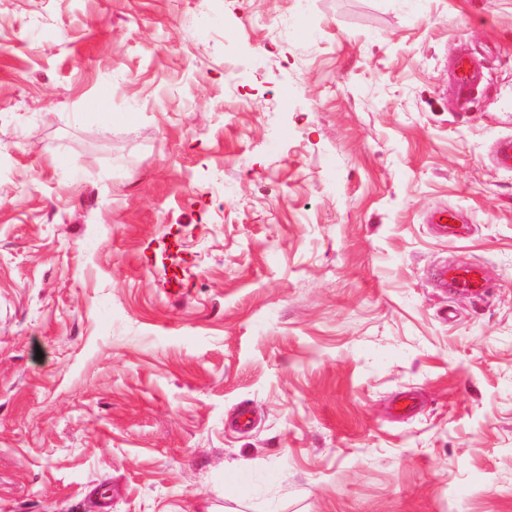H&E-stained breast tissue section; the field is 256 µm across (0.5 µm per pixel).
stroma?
<instances>
[{
    "label": "stroma",
    "mask_w": 512,
    "mask_h": 512,
    "mask_svg": "<svg viewBox=\"0 0 512 512\" xmlns=\"http://www.w3.org/2000/svg\"><path fill=\"white\" fill-rule=\"evenodd\" d=\"M505 136L512 0H0V512H512ZM453 79L458 104L463 109L473 105L474 92L479 81V68L474 57H459L453 66ZM437 281L454 292L479 298L485 293L487 279L480 266L449 264L438 270Z\"/></svg>",
    "instance_id": "35a3bbf8"
}]
</instances>
